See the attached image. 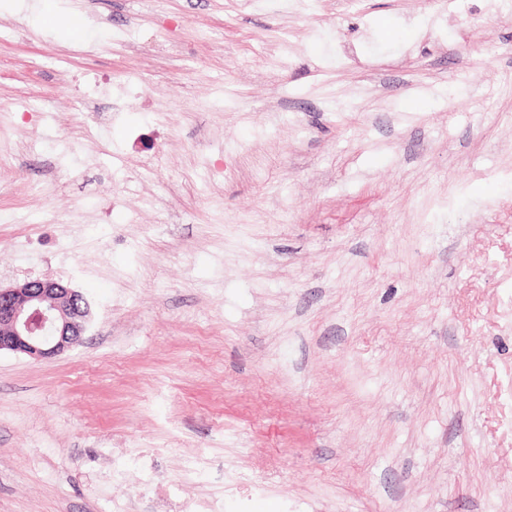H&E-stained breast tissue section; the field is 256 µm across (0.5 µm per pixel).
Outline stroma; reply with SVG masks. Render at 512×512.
<instances>
[{
  "instance_id": "35a3bbf8",
  "label": "stroma",
  "mask_w": 512,
  "mask_h": 512,
  "mask_svg": "<svg viewBox=\"0 0 512 512\" xmlns=\"http://www.w3.org/2000/svg\"><path fill=\"white\" fill-rule=\"evenodd\" d=\"M20 2L0 285L92 317L0 353V512H512V11ZM127 73L152 95L55 122Z\"/></svg>"
}]
</instances>
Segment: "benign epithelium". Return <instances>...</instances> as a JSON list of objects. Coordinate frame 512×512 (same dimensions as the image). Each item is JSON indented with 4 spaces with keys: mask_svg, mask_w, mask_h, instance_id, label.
Segmentation results:
<instances>
[{
    "mask_svg": "<svg viewBox=\"0 0 512 512\" xmlns=\"http://www.w3.org/2000/svg\"><path fill=\"white\" fill-rule=\"evenodd\" d=\"M90 318L84 295L61 282L32 280L0 287V351L57 356L82 341Z\"/></svg>",
    "mask_w": 512,
    "mask_h": 512,
    "instance_id": "7a95c632",
    "label": "benign epithelium"
}]
</instances>
